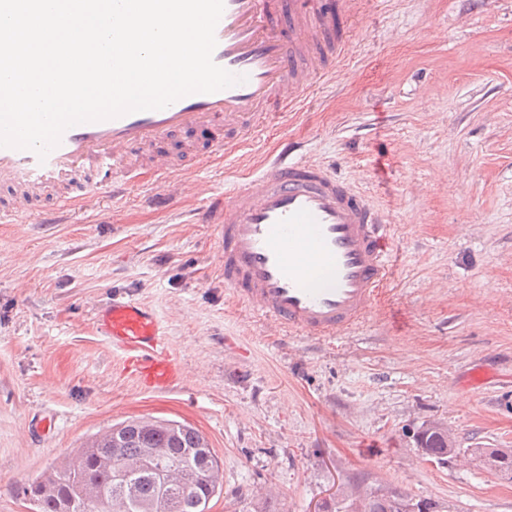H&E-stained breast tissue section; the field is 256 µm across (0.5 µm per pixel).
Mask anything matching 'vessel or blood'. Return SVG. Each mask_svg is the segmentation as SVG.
Returning a JSON list of instances; mask_svg holds the SVG:
<instances>
[{"instance_id":"obj_1","label":"vessel or blood","mask_w":512,"mask_h":512,"mask_svg":"<svg viewBox=\"0 0 512 512\" xmlns=\"http://www.w3.org/2000/svg\"><path fill=\"white\" fill-rule=\"evenodd\" d=\"M358 0H224L213 60L245 83L183 97L65 131L46 159L0 148L4 224H54L99 193L124 194L139 169L153 176L154 204L172 208L180 179L200 194L203 224L218 228L216 256L232 298L268 318L285 335L330 338L351 333L373 310L396 265L386 212L358 185L323 163L296 154L291 142L242 186L215 193L187 178L229 147L255 137L264 120L298 104L314 80L332 74L336 39ZM53 193L52 209L38 207ZM93 324L120 353L139 387L179 385V360L164 339L156 310L115 295Z\"/></svg>"}]
</instances>
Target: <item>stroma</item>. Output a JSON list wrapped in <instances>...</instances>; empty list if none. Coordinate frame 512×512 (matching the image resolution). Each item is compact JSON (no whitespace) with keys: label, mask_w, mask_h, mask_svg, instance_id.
I'll list each match as a JSON object with an SVG mask.
<instances>
[{"label":"stroma","mask_w":512,"mask_h":512,"mask_svg":"<svg viewBox=\"0 0 512 512\" xmlns=\"http://www.w3.org/2000/svg\"><path fill=\"white\" fill-rule=\"evenodd\" d=\"M389 215L395 280L329 340L276 336L225 297L201 198L150 202L152 174L62 224L0 223V512L90 436L137 417L190 424L224 465L209 512H318L364 479L451 506L512 512V481L421 455L434 422L461 448H512V0H362L334 80L194 179L246 181L282 138ZM130 294L182 363L141 390L92 326ZM483 384H475L476 369Z\"/></svg>","instance_id":"obj_1"}]
</instances>
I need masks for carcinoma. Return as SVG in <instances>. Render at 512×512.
I'll use <instances>...</instances> for the list:
<instances>
[{
    "instance_id": "1",
    "label": "carcinoma",
    "mask_w": 512,
    "mask_h": 512,
    "mask_svg": "<svg viewBox=\"0 0 512 512\" xmlns=\"http://www.w3.org/2000/svg\"><path fill=\"white\" fill-rule=\"evenodd\" d=\"M422 454L445 465L460 452L477 467L512 477L511 448L456 447L435 423L414 434ZM220 461L195 428L173 420L134 418L95 435L63 465L23 487L38 512H208L222 490ZM390 484H354L322 512H439Z\"/></svg>"
}]
</instances>
